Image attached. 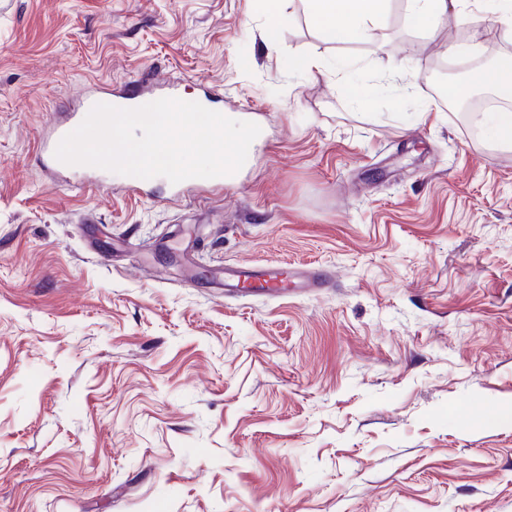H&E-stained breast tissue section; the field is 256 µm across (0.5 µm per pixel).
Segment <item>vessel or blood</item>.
Wrapping results in <instances>:
<instances>
[{
	"mask_svg": "<svg viewBox=\"0 0 512 512\" xmlns=\"http://www.w3.org/2000/svg\"><path fill=\"white\" fill-rule=\"evenodd\" d=\"M159 94L145 92L136 84H128L118 89L105 86L88 88L83 94L78 109L72 110L67 122L50 123L43 138L42 149L47 153H54L59 141L68 133L77 128L85 118L86 109L97 104L120 106L127 103L131 107H139L155 101L157 96L179 97L177 86L163 82L159 85ZM224 280L228 286L239 289H255L273 297H284L289 287L304 288L313 292L330 287L334 275L325 268L309 267L306 269L289 270L286 265L270 263L264 266L239 264L225 268Z\"/></svg>",
	"mask_w": 512,
	"mask_h": 512,
	"instance_id": "b4317fda",
	"label": "vessel or blood"
}]
</instances>
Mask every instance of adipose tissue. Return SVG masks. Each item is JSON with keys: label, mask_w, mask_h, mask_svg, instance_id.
I'll return each mask as SVG.
<instances>
[{"label": "adipose tissue", "mask_w": 512, "mask_h": 512, "mask_svg": "<svg viewBox=\"0 0 512 512\" xmlns=\"http://www.w3.org/2000/svg\"><path fill=\"white\" fill-rule=\"evenodd\" d=\"M311 20L342 43L366 38L368 26L385 12L387 0H306ZM472 4L469 20L480 26L485 13H493L498 22L512 29V0H407V19L418 29H432L439 17L461 15L464 4ZM488 90L512 96V55L495 64L470 70L464 85H449L447 94L456 98L462 87Z\"/></svg>", "instance_id": "1"}]
</instances>
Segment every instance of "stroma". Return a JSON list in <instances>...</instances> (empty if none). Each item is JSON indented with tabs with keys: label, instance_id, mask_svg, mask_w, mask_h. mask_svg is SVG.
<instances>
[{
	"label": "stroma",
	"instance_id": "obj_1",
	"mask_svg": "<svg viewBox=\"0 0 512 512\" xmlns=\"http://www.w3.org/2000/svg\"><path fill=\"white\" fill-rule=\"evenodd\" d=\"M281 8L0 0V512H512V149L427 90L512 33ZM152 77L258 111L236 181L47 172L53 114ZM275 260L334 282L226 290ZM311 20L336 42L353 43L367 37L368 23L385 12L387 0H306Z\"/></svg>",
	"mask_w": 512,
	"mask_h": 512
}]
</instances>
